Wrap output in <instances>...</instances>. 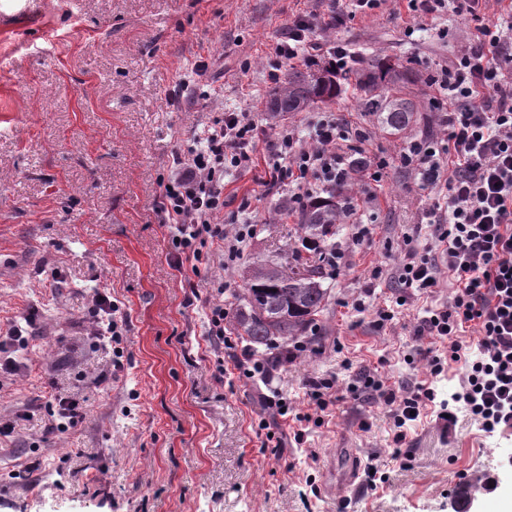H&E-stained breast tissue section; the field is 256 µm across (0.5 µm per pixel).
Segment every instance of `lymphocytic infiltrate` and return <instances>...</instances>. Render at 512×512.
<instances>
[{"mask_svg": "<svg viewBox=\"0 0 512 512\" xmlns=\"http://www.w3.org/2000/svg\"><path fill=\"white\" fill-rule=\"evenodd\" d=\"M413 17L439 18L448 12L467 14L479 23L458 55L442 68L435 81L439 100L445 102L442 121L448 135L441 140H414L404 151L421 186L430 190L433 203L425 218L432 226L428 254H421L412 237L404 239L398 268L402 291L426 290L439 285V270L447 268L455 287L446 303L428 309L417 333L447 342L448 349L416 348L432 376L449 364L463 367L459 391L439 403L438 419L444 431L456 423V408H464L487 434L512 431V8L497 21L483 22L487 0H406ZM315 16H295L288 23L273 53L269 73L279 81L285 64L311 66L329 56L346 66L355 54L346 44H325L314 38ZM312 134L302 139L296 129L284 127L270 142L267 189L288 187V211L295 214L316 200L327 184L346 180L355 172L381 181L366 158L353 157V139L361 132L333 114L311 121ZM262 130L254 113L226 112L195 135L186 150L176 153L166 175L159 179L157 215L173 225L172 256L176 269L192 273L213 262L230 265L251 244L257 224L247 212L234 232L224 227V179L256 165L255 142ZM99 340L121 343L127 322L110 297H91ZM205 333L217 347L235 350L237 343L224 332V284L216 282L202 302ZM477 333L476 345L464 344L466 330ZM348 390L354 396L382 401L396 428L391 457L407 460V431L415 414L436 401L432 388L419 383L405 395L374 373L361 371Z\"/></svg>", "mask_w": 512, "mask_h": 512, "instance_id": "lymphocytic-infiltrate-1", "label": "lymphocytic infiltrate"}]
</instances>
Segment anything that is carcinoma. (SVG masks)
<instances>
[{"mask_svg": "<svg viewBox=\"0 0 512 512\" xmlns=\"http://www.w3.org/2000/svg\"><path fill=\"white\" fill-rule=\"evenodd\" d=\"M416 79V74L401 64L366 56L356 82L381 126L403 131L418 111L417 105L403 96V89ZM339 89L334 81L317 85L312 72H290L273 90L268 118L273 121L282 112H301L313 103L330 101ZM352 199L345 183H337L329 198L312 202L301 213V229L310 237L328 234L333 226L344 223ZM326 294L314 266L286 269L272 262L256 263L247 273L243 304L234 312L235 328L253 345L270 348L275 340L286 344L307 330Z\"/></svg>", "mask_w": 512, "mask_h": 512, "instance_id": "1", "label": "carcinoma"}]
</instances>
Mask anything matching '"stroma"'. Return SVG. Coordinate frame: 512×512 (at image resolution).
Segmentation results:
<instances>
[{"mask_svg": "<svg viewBox=\"0 0 512 512\" xmlns=\"http://www.w3.org/2000/svg\"><path fill=\"white\" fill-rule=\"evenodd\" d=\"M330 0H0V328L28 311L36 320L21 369L0 376V420L24 410L29 421L0 439V512H452L474 481L475 512H512V435H489L467 413L443 433L427 406L408 429L410 466L390 457L387 407L353 398L351 375L377 372L400 390L428 379L437 399L460 388L462 369L430 378L412 359L428 338L415 334L424 309L446 302L453 278L397 305L403 237L430 204L400 155L412 140L446 135L433 107L432 78L474 33L446 16L411 21L403 0L316 38L338 40L419 73L405 89L419 112L411 130L380 127L355 84L334 101L280 118L305 130L319 112L365 129L368 160L385 162L380 184L354 182L368 239L340 271L307 254L328 290L301 335L305 346L269 381L219 374L204 334L200 301L215 279L234 310L250 266L294 262L301 233L286 216L287 189L267 191L263 169L226 180L225 223L249 198L260 220L244 256L201 275L172 265L171 229L156 215L158 178L221 112L266 120L274 89L266 65L294 16L327 19ZM208 68L196 72L198 62ZM215 100L188 105L183 81ZM111 294L129 320L122 370L98 377L113 353L90 336L93 291ZM362 308H355V300ZM392 307L378 325L375 311ZM337 374L321 425L304 421L307 382ZM83 398L87 416L41 438L50 390ZM280 394L298 423L285 425L262 398ZM290 431L283 454L270 435ZM378 454L387 476L363 489V468ZM69 457L61 466V457ZM40 461L28 484L11 471Z\"/></svg>", "mask_w": 512, "mask_h": 512, "instance_id": "1", "label": "stroma"}]
</instances>
